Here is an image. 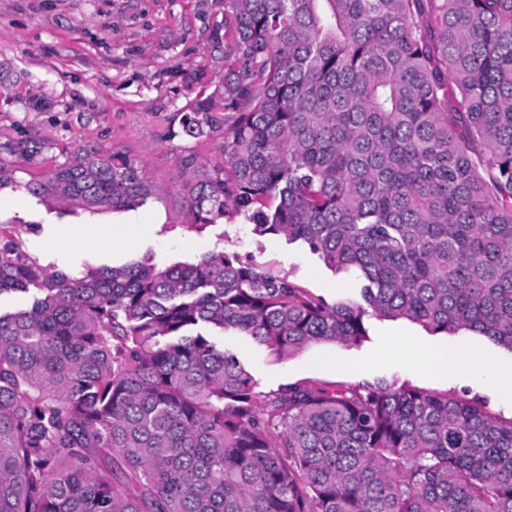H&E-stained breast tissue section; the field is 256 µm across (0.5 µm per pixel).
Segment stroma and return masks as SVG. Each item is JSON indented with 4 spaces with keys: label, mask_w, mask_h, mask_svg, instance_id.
Returning a JSON list of instances; mask_svg holds the SVG:
<instances>
[{
    "label": "stroma",
    "mask_w": 512,
    "mask_h": 512,
    "mask_svg": "<svg viewBox=\"0 0 512 512\" xmlns=\"http://www.w3.org/2000/svg\"><path fill=\"white\" fill-rule=\"evenodd\" d=\"M217 19L212 0H0V142L38 136L62 145L96 143L126 152L153 186L142 206L121 212H65L28 193L32 175L49 170L60 155L40 166L14 161V181L0 188V224L12 225L23 249L50 270L76 274L85 266L121 265L145 257L167 266L205 253L238 255L256 267L288 276L328 301L358 297L353 273H334L301 243L262 235L252 223L229 215L213 224H188L183 202L186 174L177 158L192 150L201 161L221 159L216 140L167 138L169 116L195 99L182 75L216 66L206 50ZM149 225L142 237L118 241L106 251L76 255L57 244L60 230L89 225ZM367 336L344 348L316 344L288 357L271 355L251 338L221 336L269 392L298 380L357 384L387 379L412 387L468 395L489 411L512 416V393L468 369L438 377L380 354L391 339L421 346L466 345L502 365L512 354L469 331L434 334L406 320L364 318ZM344 369H336V362Z\"/></svg>",
    "instance_id": "obj_1"
}]
</instances>
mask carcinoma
<instances>
[{
	"mask_svg": "<svg viewBox=\"0 0 512 512\" xmlns=\"http://www.w3.org/2000/svg\"><path fill=\"white\" fill-rule=\"evenodd\" d=\"M221 63L170 117L221 138L178 156L188 223L242 215L302 242L360 298L329 302L236 255L51 272L0 224V512H512V417L385 380L275 391L217 344L284 357L364 317L512 353V0H215ZM45 139L0 143L32 161ZM34 196L125 211L121 150H60Z\"/></svg>",
	"mask_w": 512,
	"mask_h": 512,
	"instance_id": "cac0c4a2",
	"label": "carcinoma"
}]
</instances>
